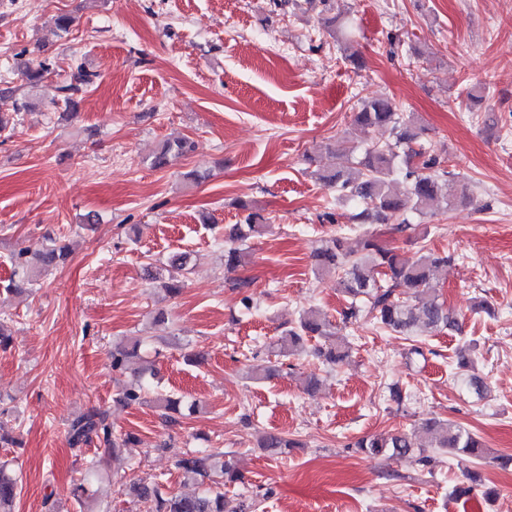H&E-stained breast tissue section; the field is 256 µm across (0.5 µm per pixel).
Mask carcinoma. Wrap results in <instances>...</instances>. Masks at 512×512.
<instances>
[{
	"mask_svg": "<svg viewBox=\"0 0 512 512\" xmlns=\"http://www.w3.org/2000/svg\"><path fill=\"white\" fill-rule=\"evenodd\" d=\"M93 83V74L79 69L71 74L58 75L50 84L52 100L62 102L73 110L77 106L76 95L81 86ZM354 123L363 128H389L395 137L392 144H375L364 149L353 168L333 167L319 173V180L333 188L340 197L358 200L363 204L360 211L351 215L354 224H390L401 221L409 223L408 215L419 217L432 215L437 205L452 207L471 198L469 184L446 170L436 156L430 154L423 140L425 128L416 125L410 116L401 112L388 98H366L354 114ZM191 143L185 137L164 140L156 153L153 165L165 167L184 156ZM403 149L405 156L404 178L407 186L404 191L392 190V176L400 171L399 154L395 148ZM240 209L247 212L243 221L233 225L228 238L232 242H244L265 230V219L249 211L242 204ZM67 249L54 244L45 251L31 257L21 250L12 256V276L22 282H29L49 266L65 260ZM314 266L323 275L336 277V286L349 298V306L343 319L357 317L360 313L358 302L369 303L370 313L378 324L386 330L403 336L422 335L442 328L454 329L456 317L430 295L426 300L420 296L433 290L435 268L448 262V257H434L422 254L405 258L396 250L378 244L372 238L362 242L360 252L347 248L344 237L332 236L321 241L313 254ZM190 256L180 253L172 256L168 264V276L155 270L152 263L144 266L147 277L161 282L167 293L176 295L185 285L189 271ZM320 336L324 344L314 348L316 358L328 365H336L348 356L344 339L337 335L332 324L320 313L309 310L300 315L296 325L283 332L277 343V353L290 356L303 349L304 337ZM150 338L137 336L123 348L112 350V371L120 374L127 370L131 359L139 361L135 378L118 391L116 402L133 405L145 402L148 381L153 375V362L145 356ZM454 376L457 382L481 396L486 384L474 371V362L465 356L459 357ZM428 447L452 450L457 457L481 459L484 445L471 432L452 421H430L426 423ZM69 442L73 447L97 438L112 448V456H117L121 443L113 435L109 415L105 411L92 410L74 420L69 425ZM262 447L285 451L297 447V443L278 433H267L262 438ZM354 447L371 457L406 456L417 448L413 437L406 433L387 436H364L354 443ZM220 459V473L224 481L239 479V472L231 455L222 451L212 453H184L177 460L182 472L198 481V490L190 495L169 493L158 484H149L142 479L129 484L131 495L152 503V512H249L252 505L245 501L230 502L219 486L209 484L214 458ZM96 476L94 464L85 468V474L71 490L72 496L93 512L89 503L82 500L87 493L85 485ZM18 480L9 462L0 461V512H12V504L17 496Z\"/></svg>",
	"mask_w": 512,
	"mask_h": 512,
	"instance_id": "1",
	"label": "carcinoma"
}]
</instances>
